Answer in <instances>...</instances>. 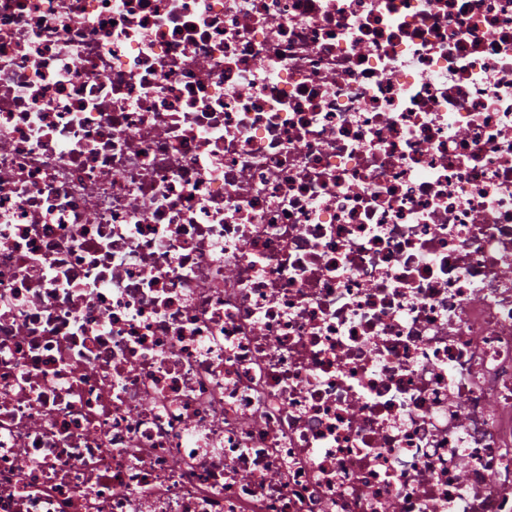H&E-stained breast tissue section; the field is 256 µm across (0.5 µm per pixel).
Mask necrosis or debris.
I'll use <instances>...</instances> for the list:
<instances>
[{
  "label": "necrosis or debris",
  "mask_w": 512,
  "mask_h": 512,
  "mask_svg": "<svg viewBox=\"0 0 512 512\" xmlns=\"http://www.w3.org/2000/svg\"><path fill=\"white\" fill-rule=\"evenodd\" d=\"M0 512H512V0H0Z\"/></svg>",
  "instance_id": "4bbe7bcc"
}]
</instances>
